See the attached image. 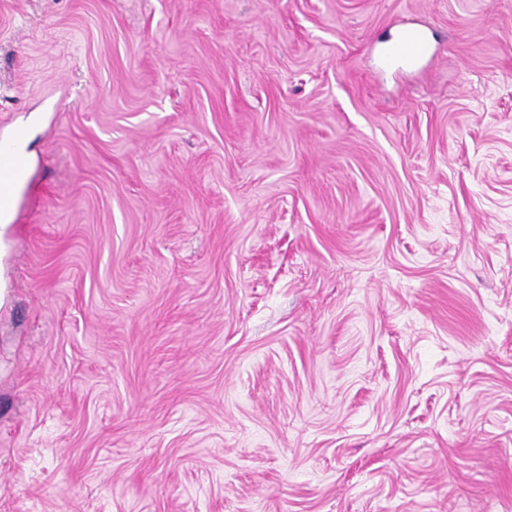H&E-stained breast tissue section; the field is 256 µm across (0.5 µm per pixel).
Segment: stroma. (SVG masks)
Wrapping results in <instances>:
<instances>
[{
  "instance_id": "obj_1",
  "label": "stroma",
  "mask_w": 512,
  "mask_h": 512,
  "mask_svg": "<svg viewBox=\"0 0 512 512\" xmlns=\"http://www.w3.org/2000/svg\"><path fill=\"white\" fill-rule=\"evenodd\" d=\"M18 125L0 512H512V0H0ZM430 45L424 33L417 28L407 29L391 49L394 58L407 61H416L430 53Z\"/></svg>"
}]
</instances>
